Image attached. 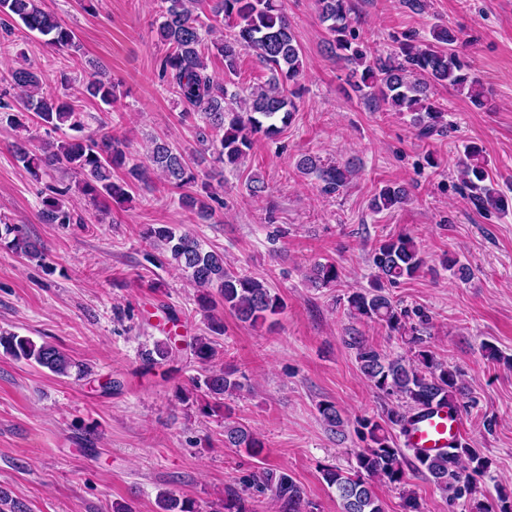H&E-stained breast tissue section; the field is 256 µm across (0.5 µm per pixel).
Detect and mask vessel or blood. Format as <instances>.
I'll use <instances>...</instances> for the list:
<instances>
[{
  "label": "vessel or blood",
  "mask_w": 512,
  "mask_h": 512,
  "mask_svg": "<svg viewBox=\"0 0 512 512\" xmlns=\"http://www.w3.org/2000/svg\"><path fill=\"white\" fill-rule=\"evenodd\" d=\"M465 423L461 413L445 405L433 406L405 437L410 448L421 455L432 456L454 447L461 441Z\"/></svg>",
  "instance_id": "1"
}]
</instances>
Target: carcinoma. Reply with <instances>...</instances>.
<instances>
[{
    "label": "carcinoma",
    "instance_id": "obj_1",
    "mask_svg": "<svg viewBox=\"0 0 512 512\" xmlns=\"http://www.w3.org/2000/svg\"><path fill=\"white\" fill-rule=\"evenodd\" d=\"M198 0H161L162 15L158 26L161 41L171 47L162 59V78L172 84L185 108L202 114V125L196 129V141L203 151L212 152L219 164L216 174L224 168H235L251 151L255 139L277 137L297 110L296 87L303 74L304 64L288 17L279 0H209L212 24L205 26L197 13ZM318 17L328 34L325 50L332 56L352 65L354 88L362 96L395 112L411 115L416 136L429 139L447 129L445 113L431 97L434 86H443L466 95L475 105L486 104V94L480 81L471 74L459 51L463 32L436 24L430 30L431 40L419 39L416 31L408 30L393 37L389 51L367 54L354 44L352 0H317ZM21 23L28 31L47 37L58 50L77 48L75 33L52 12L42 7L41 0H0V23ZM227 24L229 32L208 41L203 28L212 32L216 26ZM255 52L259 62L270 72L268 82L249 91L237 89V75L242 52ZM218 55L224 60V83L208 72V59ZM8 84L14 90L0 91V111H7L6 120L13 127L24 126L23 118L34 113L39 119L45 140L40 152L30 148L31 138L20 139L14 145V155L23 169L38 178L45 168L73 171L82 176V192L94 199L104 197L117 205L130 200L132 186L149 182L153 170L179 191L181 207L209 219L215 206L224 202L213 191L212 181H198L194 163L179 149L161 140L152 141L148 150L149 164L127 165L125 140L110 132L84 133V113L73 102L59 96L40 93L42 73L29 65H20L9 72ZM82 94L96 102L111 106L120 99V92L100 75L92 74L83 83ZM68 126L77 132L73 137L52 140V135ZM304 174H314L321 181L325 194L343 190L353 174L348 164H325L315 156L305 154L297 163ZM124 170L114 177V171ZM458 173L468 198L485 212H504L512 205V197L494 179L490 162L483 149L475 143L464 146L458 163ZM69 188H54L42 198L41 219L46 224H77L63 197ZM409 189L402 183L382 186L371 201V209L380 213L404 204ZM147 237L169 264L185 275L201 295L199 305L215 310L213 296H218L224 309L252 326L264 324L284 308L280 296L265 282L230 270L224 253L206 249L201 241L188 232L164 224L149 227ZM0 243L20 257L44 261L41 244L15 224L0 221ZM375 278L367 288H353L346 293L350 317L370 321L385 327L407 347L408 355L391 357L369 344L362 336H351L346 343L355 350L361 374L379 394L391 401L381 414L355 418L354 431L365 447L354 452L355 466L343 470L331 466L324 470L327 484L336 490L340 512H385L382 499L375 490L378 480L402 489L404 512H421L415 494L407 489L404 468L409 448L401 447L398 436L406 431L419 412L433 404L460 408L469 398V388L462 374L442 362L427 345L422 331L409 324L406 311L391 298L389 288L411 280L422 272L426 260L409 234L381 241L373 250ZM313 288H329L341 280L334 262L315 264L306 276ZM0 348L17 360L34 363L59 377L84 378L82 364L56 345L44 341L35 343L26 336L0 331ZM194 360L209 363L215 349L208 336H197L190 343ZM176 347L172 338L158 344L155 351L143 358L150 369L157 364L174 360ZM230 369L206 368L193 379V387L202 396L220 403L243 388ZM318 413L326 429L345 438L349 424L336 403L322 401ZM224 446L240 448L258 458L264 444L249 427L236 422L224 424ZM490 467L489 459L480 449L468 442L431 457H416L412 471L434 486L446 500L463 501L470 512H512V486L502 485L496 500L484 501L478 477ZM266 496L277 512H317L316 504L305 498L303 489L288 470L263 468L244 482V491L227 489L224 512H256L247 491ZM159 512H196L193 500L180 499L166 492L157 499Z\"/></svg>",
    "mask_w": 512,
    "mask_h": 512
}]
</instances>
